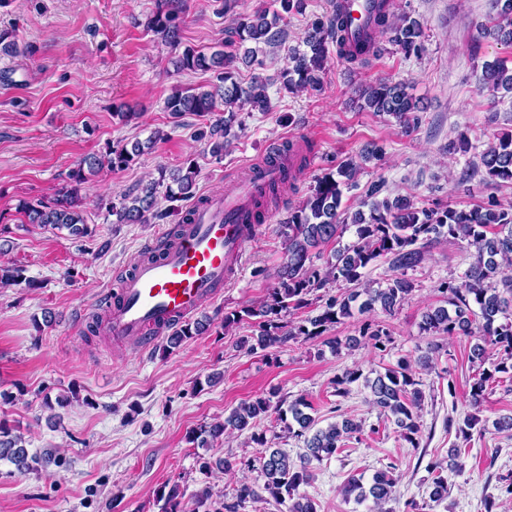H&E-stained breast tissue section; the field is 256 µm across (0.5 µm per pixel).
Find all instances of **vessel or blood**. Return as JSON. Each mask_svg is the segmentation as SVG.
Wrapping results in <instances>:
<instances>
[{"label":"vessel or blood","mask_w":512,"mask_h":512,"mask_svg":"<svg viewBox=\"0 0 512 512\" xmlns=\"http://www.w3.org/2000/svg\"><path fill=\"white\" fill-rule=\"evenodd\" d=\"M284 162L280 156L249 164L245 174L229 179L223 194L192 207L191 223L179 225L162 246L134 256L99 308L107 339L146 348L220 298L245 243L258 230L257 224L228 223L224 217L249 214L259 190L281 178Z\"/></svg>","instance_id":"obj_1"}]
</instances>
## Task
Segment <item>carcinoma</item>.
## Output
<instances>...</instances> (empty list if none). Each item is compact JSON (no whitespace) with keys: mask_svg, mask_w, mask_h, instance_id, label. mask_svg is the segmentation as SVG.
I'll return each instance as SVG.
<instances>
[{"mask_svg":"<svg viewBox=\"0 0 512 512\" xmlns=\"http://www.w3.org/2000/svg\"><path fill=\"white\" fill-rule=\"evenodd\" d=\"M377 7L368 18L365 30L355 36L350 32L351 19L344 7L333 4V11L316 18L310 25L305 49L293 50L288 55L284 70V86L288 91L321 88L320 72L324 70L330 48L353 65H365L378 52V35L393 33V42L405 55H418L423 50V28L419 21L406 16L395 22L391 0H376ZM498 8L495 30L500 38L512 44V0H494ZM177 8L170 0L157 8L148 19L147 29L162 43L178 48L181 45V29ZM279 14L267 10L244 14L238 20V40L224 42V49L210 54L186 47L175 60L180 71L216 74V84L208 89L186 88L172 93L165 102L167 111L174 115L190 112L199 117H209L224 106V117L209 125V130L199 132L206 141L212 156L220 159L224 145L232 136L237 118L236 106L250 105L259 112H269L272 105L267 85L259 77L252 78L244 88L238 81V63L247 66H263L257 51L247 49L239 53L236 42L251 41L256 44L275 42L277 33L272 31ZM483 85L497 90L512 91V66L500 60L488 67ZM360 108L393 116L406 128L419 123L418 101L408 92L406 83L389 80L378 81L364 92ZM159 133L142 142L131 145L118 144L110 147L102 156H92L72 169L57 188L50 200H25L20 204L26 223L43 228L63 229L76 237L90 234L81 210L83 185L86 172L94 173L107 167L123 169L135 158L151 150ZM480 164L486 177L493 182L512 183V134H504L487 144L481 152ZM361 166L352 158L340 163L336 169L319 177L308 197L288 213V223L282 225L285 243V260L275 274V284L266 298L224 315V328L243 321H252L254 333L242 340L249 350L266 349L287 339L313 340L335 325L355 314L378 310L391 314L414 291V284L406 271L418 266L423 260V245L438 239L456 240L472 249V262L459 284L446 282L440 289L445 294V305L428 307L421 317V330L428 336H468L474 339L468 361L478 370L471 385L469 404L473 412L457 421H448L456 429L457 436L471 440L472 432L480 422L478 412L486 400L489 386L497 375L506 374L512 381V205L505 207L495 199L470 209L456 208L449 204L432 208L418 207L407 196L378 199L381 183L368 189L363 200L367 210L347 214L342 208L344 190L354 183ZM197 177L195 164L190 162L184 169L173 172L170 178L177 184L179 194L193 195ZM160 179L141 185L137 192H126L112 214L119 224H146L150 218L160 216L158 187ZM295 179L292 168L284 170L279 183L269 185L255 202L254 221L262 223L270 206L277 204L283 185ZM355 228L356 241L334 250V260L317 266L314 260L324 249L340 243L349 228ZM390 260L394 274L384 284L375 287L365 280V271L379 258ZM26 280L24 269L19 266H0V285H18ZM345 282L352 288L343 294L330 297L319 314L293 321L288 316L311 305L310 295L330 283ZM208 331L204 320L183 323L169 336V343L178 346L182 342L201 336ZM363 343L384 350L389 334L385 329L364 324L360 331ZM443 344L431 342L428 351L412 362L406 358L397 367L387 368L370 378L359 369H348L335 380L336 393L344 395L348 386L364 380L370 390V404L381 414L392 418L400 437L413 448H419L420 411L424 401L416 379L417 369L431 368L433 355L440 352ZM496 358L490 359V353ZM311 404L304 397L292 401L287 409L272 404L269 397H258L232 408L224 419L192 429L187 441L198 448H211L225 434L242 432L256 426L257 420L273 411L277 420L288 431L306 436L307 452L299 462H293L286 452L268 444L264 433L254 432L251 441L263 448L260 457L264 484L256 487L247 482L238 483L236 503L226 505L213 497L210 488L203 489L191 505L182 502L179 485L165 484L157 491V501L162 512H236L248 501L263 499L268 495L278 505H287V512H317L314 503L298 495L299 487L311 478V463L336 453L341 443L362 432V425L346 418L325 427L317 426V420L306 410ZM0 460L13 464L20 472L37 471L56 462L51 452L31 454L22 444L19 435L12 433L7 422L0 421ZM437 472L433 478L429 498L439 502L448 497V478L434 464ZM395 481L386 472L376 473L371 481L364 476L351 475L343 483L342 496L358 504L372 502L371 512H389L384 504L389 502Z\"/></svg>","mask_w":512,"mask_h":512,"instance_id":"obj_1","label":"carcinoma"}]
</instances>
